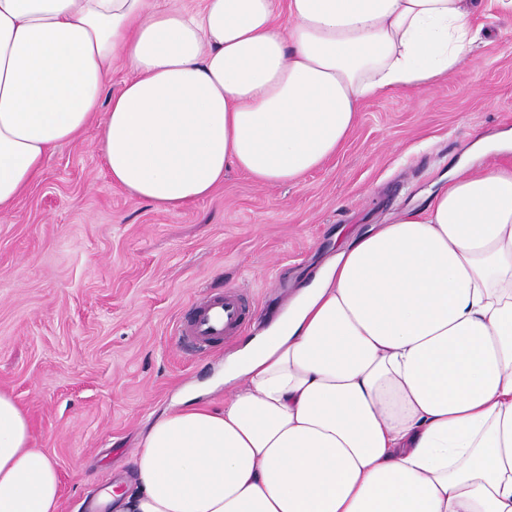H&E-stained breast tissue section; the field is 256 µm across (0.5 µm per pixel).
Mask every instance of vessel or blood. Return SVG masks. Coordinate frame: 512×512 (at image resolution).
<instances>
[{"mask_svg":"<svg viewBox=\"0 0 512 512\" xmlns=\"http://www.w3.org/2000/svg\"><path fill=\"white\" fill-rule=\"evenodd\" d=\"M246 320L237 292L229 290L198 304L191 318L179 327V340L193 345L197 351L209 352L238 331Z\"/></svg>","mask_w":512,"mask_h":512,"instance_id":"1","label":"vessel or blood"}]
</instances>
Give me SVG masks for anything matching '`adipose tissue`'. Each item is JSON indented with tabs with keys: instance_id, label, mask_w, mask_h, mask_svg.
I'll list each match as a JSON object with an SVG mask.
<instances>
[{
	"instance_id": "1",
	"label": "adipose tissue",
	"mask_w": 512,
	"mask_h": 512,
	"mask_svg": "<svg viewBox=\"0 0 512 512\" xmlns=\"http://www.w3.org/2000/svg\"><path fill=\"white\" fill-rule=\"evenodd\" d=\"M474 5L0 0V210L99 111L113 184L157 208L207 198L230 169L299 182L367 100L460 66ZM494 151L337 252L236 352L221 406L189 396L158 417L114 512H512V132ZM60 498L0 390V512Z\"/></svg>"
}]
</instances>
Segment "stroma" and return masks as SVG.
<instances>
[{
  "mask_svg": "<svg viewBox=\"0 0 512 512\" xmlns=\"http://www.w3.org/2000/svg\"><path fill=\"white\" fill-rule=\"evenodd\" d=\"M474 25L481 39L446 83L365 102L343 148L298 183L232 171L165 211L112 184L95 122L0 213V389L58 464L62 512H93L184 389L221 403L227 355L340 244L421 204L473 142L512 129V22L482 0ZM229 288L247 296L248 326L217 352L183 349L180 322Z\"/></svg>",
  "mask_w": 512,
  "mask_h": 512,
  "instance_id": "obj_1",
  "label": "stroma"
}]
</instances>
